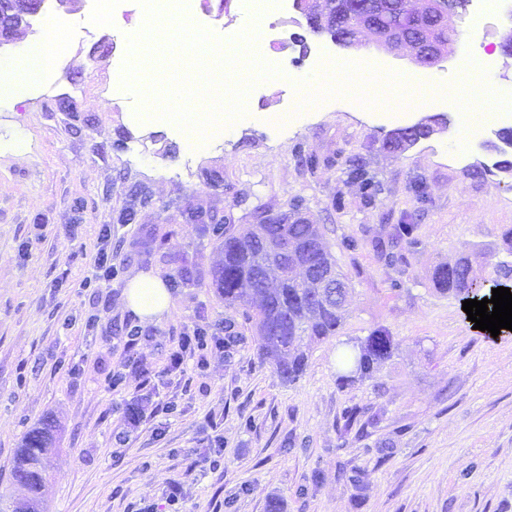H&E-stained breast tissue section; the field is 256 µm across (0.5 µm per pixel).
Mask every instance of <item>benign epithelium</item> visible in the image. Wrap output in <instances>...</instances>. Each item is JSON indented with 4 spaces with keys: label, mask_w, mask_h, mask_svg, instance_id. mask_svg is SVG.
<instances>
[{
    "label": "benign epithelium",
    "mask_w": 512,
    "mask_h": 512,
    "mask_svg": "<svg viewBox=\"0 0 512 512\" xmlns=\"http://www.w3.org/2000/svg\"><path fill=\"white\" fill-rule=\"evenodd\" d=\"M44 3L45 0H0V48L16 42L19 29L39 14ZM293 6L308 23L319 24L315 32L338 30L331 39L340 47L359 46V34L368 31L376 46L388 51L404 50L418 64L430 67L447 56L451 45L449 41L435 40L434 34L441 29L452 30L451 20L457 9L463 7V0H400L397 8L409 18L407 29L382 27V18L388 12L380 0H367L365 8L347 14L341 11L337 0H293ZM428 127L443 133L448 128V121L426 116L405 131L411 134Z\"/></svg>",
    "instance_id": "1"
}]
</instances>
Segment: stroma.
I'll list each match as a JSON object with an SVG mask.
<instances>
[{
  "mask_svg": "<svg viewBox=\"0 0 512 512\" xmlns=\"http://www.w3.org/2000/svg\"><path fill=\"white\" fill-rule=\"evenodd\" d=\"M507 2L481 34L472 8L462 10L450 53L431 67L368 39L340 48L286 7L274 29L260 31L266 60L282 77L250 90L249 121L196 147L174 124L140 125L137 98L120 86L127 35L144 23L138 0H110L105 9L99 0H46L19 35H38L53 20L63 62L20 103L0 106V491L23 436L49 415L58 424L44 489L49 512H127L143 501L168 512L171 481L213 455L214 431L224 437L221 467L187 477L183 512H512V331L474 329L461 301L434 282L437 268L472 247L483 252L473 271L483 293L500 282L512 175L489 167L512 161V151H489V131L471 140L457 98L415 107L399 96H368L357 108L337 86L294 125L264 120L287 107L299 79L353 59L398 86L459 87L463 61L478 55L496 102L512 112V57L500 48L512 27ZM190 16L230 55L241 53L235 37L253 24L238 0H206ZM440 113L447 132L401 153L383 149L391 131ZM302 152L336 163L310 172L298 161ZM353 156L381 187L372 206L348 178ZM419 181L428 192L423 206L411 192ZM137 189L149 203L132 223H116ZM297 199L350 291L336 335L307 347L304 373L288 384L212 282L219 241L181 213L210 208L250 224L255 208L285 212ZM410 214L420 245L404 249L401 268L388 267L372 240ZM104 228L116 274L88 288ZM348 238L356 251L345 249ZM142 272L184 285L171 290L169 314L146 325L148 337L132 353L153 373L128 366L116 388L113 365L129 354L125 327L137 322L124 290ZM227 319L240 337L229 356L209 354L201 375L166 372L183 332ZM379 327L393 338L392 359L369 380L340 384L339 352ZM170 403L176 412H166ZM139 405L142 419L129 424ZM355 407L362 413L348 422Z\"/></svg>",
  "mask_w": 512,
  "mask_h": 512,
  "instance_id": "obj_1",
  "label": "stroma"
}]
</instances>
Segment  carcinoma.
Instances as JSON below:
<instances>
[{"label":"carcinoma","instance_id":"cac0c4a2","mask_svg":"<svg viewBox=\"0 0 512 512\" xmlns=\"http://www.w3.org/2000/svg\"><path fill=\"white\" fill-rule=\"evenodd\" d=\"M349 178L358 185L365 204L375 201L378 184L367 177L363 158L347 160ZM302 205L295 203L286 214L257 210L256 223H225L217 212L195 208L182 213L187 224H200L204 231L221 243L222 258L213 268V282L224 295L229 307L242 305L253 311L254 326L262 336L260 355L272 362L280 377L290 383L301 376L306 365L304 342L322 341L336 335L342 321L344 304L336 299L346 278L336 270L324 236L317 225L301 216ZM417 225L410 219L395 224L387 238L375 241L381 259L393 266L403 261L399 247L414 241ZM288 242V262L302 271L328 274L336 287L326 288L323 297L315 298L316 287L307 277L286 271L274 288L259 280L261 268L278 264V246ZM473 259L466 255L435 274L438 290L466 300L470 298L468 282L472 280ZM393 356V339L388 331L376 328L359 343L339 355L345 374L353 382L373 377L380 366ZM56 425L51 418L31 429L22 439L12 472L13 484L22 495H0V512H46L42 490L48 455L52 451Z\"/></svg>","mask_w":512,"mask_h":512}]
</instances>
